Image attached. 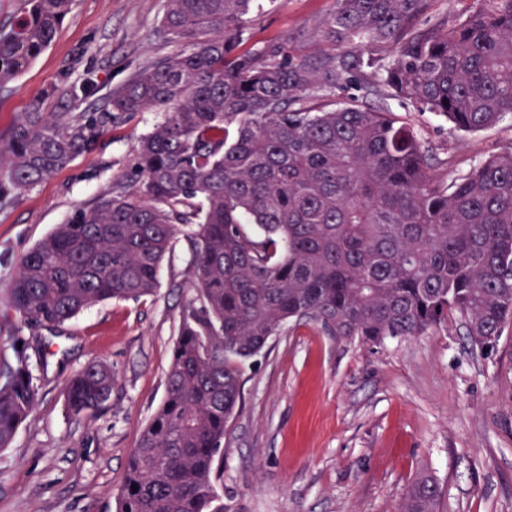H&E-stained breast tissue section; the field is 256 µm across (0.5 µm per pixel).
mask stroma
Masks as SVG:
<instances>
[{
	"label": "stroma",
	"mask_w": 512,
	"mask_h": 512,
	"mask_svg": "<svg viewBox=\"0 0 512 512\" xmlns=\"http://www.w3.org/2000/svg\"><path fill=\"white\" fill-rule=\"evenodd\" d=\"M332 0H265L241 51L269 42L291 58L312 42ZM165 0H73L32 65L0 86V135L25 112H103L139 72L179 52L164 35ZM340 99L390 106L415 127L436 174L464 175L512 150V115L476 132L376 91L371 71L337 86ZM163 118L141 112L110 125L94 147L0 207V360L24 340L38 400L0 449V512H116L122 474L165 395L180 317L193 301L192 253L178 234L154 296L111 300L62 326L24 324L10 311L20 259L56 225L134 172L139 143ZM459 324L381 346L287 324L247 361L224 434V512H396L419 471L442 489L441 512H512V325L483 355ZM94 361L112 368L107 406L70 415L64 384Z\"/></svg>",
	"instance_id": "35a3bbf8"
}]
</instances>
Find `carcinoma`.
<instances>
[{"instance_id":"cac0c4a2","label":"carcinoma","mask_w":512,"mask_h":512,"mask_svg":"<svg viewBox=\"0 0 512 512\" xmlns=\"http://www.w3.org/2000/svg\"><path fill=\"white\" fill-rule=\"evenodd\" d=\"M254 2L166 0L163 32L189 49L114 90L99 116L27 112L0 138L2 206L89 150L106 124L163 113L141 142L136 188L116 183L57 225L24 256L10 298L47 327L141 300L181 227H193L199 305L183 311L165 397L130 452L117 512H224V433L245 363L291 322L380 346L459 320L481 353L512 323V151L448 181L389 107L307 101L310 87L370 69L377 91L459 131L491 127L512 114V0H477L452 27L427 30L415 19L429 0H334L317 27L328 51L298 62L276 42L238 51ZM70 4L29 0L0 32V84L51 45ZM113 382L103 362L75 372L69 413L104 408ZM36 401L26 359L1 365V449ZM440 497L422 472L397 512H437Z\"/></svg>"}]
</instances>
